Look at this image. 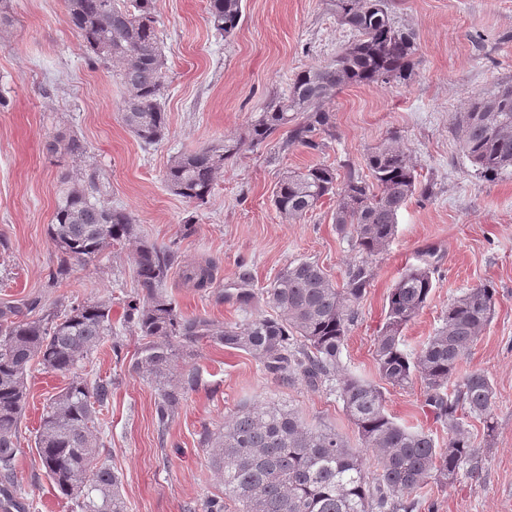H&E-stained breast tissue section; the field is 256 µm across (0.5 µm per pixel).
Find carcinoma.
<instances>
[{
	"mask_svg": "<svg viewBox=\"0 0 512 512\" xmlns=\"http://www.w3.org/2000/svg\"><path fill=\"white\" fill-rule=\"evenodd\" d=\"M71 26L93 58L112 67L125 88L121 119L145 146L166 130L165 62L155 28L156 0H65ZM336 15L355 39L329 64L300 71L288 92L271 99L244 138H229L170 160L165 182L175 195L198 206L208 203L224 161L246 144L257 147L284 130L281 148L293 144L322 152L336 138L335 115L325 101L351 84L389 85L410 79L417 51L414 34L395 26L390 0H336ZM242 0H209L208 21L224 39L236 34ZM458 129L465 157L490 181L512 177V83L488 96L474 97L460 114ZM47 149L73 158L86 153L71 136L48 142ZM369 178L351 164L337 173L326 165L287 170L272 202L295 221L335 196L336 228L359 253L342 285L315 261L294 260L261 292L240 276V288L224 299L249 309L262 301L275 312L243 324H219L205 316L185 317L165 292L177 250L139 242L134 257L141 293L124 301L123 324L139 336L132 371L157 388L155 419L163 430L198 385L190 372L171 385L179 356L201 340L244 351L277 380L298 379L310 387H334L376 467L371 475L360 452L336 432L304 423L293 409L244 406L224 428L207 433L201 447L218 475L224 495L207 500L203 512H224V499L238 512H418L420 494L430 484L454 483L461 472L478 474V451L468 419L483 423L484 447L495 432V391L481 370L460 365L490 323L496 290L483 283L462 291L448 304L440 325L420 350H407L403 331L426 306L435 269H405L387 296L385 319L374 344L379 376L394 387L415 379L425 385L423 404L448 433L434 436L396 421L385 410L381 387L343 373L345 341L358 318V306L375 276L373 260L395 235L397 217L410 198L425 196L408 154L394 140L372 148L365 158ZM48 235L58 254L50 279L70 276L105 248L135 236L133 219L99 198L92 173L60 197ZM189 280L198 289L213 280V264L196 266ZM40 302L0 309V476L8 479L18 451L19 429L32 367L69 373L66 387L51 396L35 436L42 466L71 512H127L121 480L105 458L108 449L96 428L97 414L112 392L107 380L78 373L105 337L112 335L111 307L74 300L60 309L36 313Z\"/></svg>",
	"mask_w": 512,
	"mask_h": 512,
	"instance_id": "obj_1",
	"label": "carcinoma"
}]
</instances>
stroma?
I'll return each mask as SVG.
<instances>
[{"label":"stroma","instance_id":"35a3bbf8","mask_svg":"<svg viewBox=\"0 0 512 512\" xmlns=\"http://www.w3.org/2000/svg\"><path fill=\"white\" fill-rule=\"evenodd\" d=\"M13 24L0 44V308L39 300L51 309L73 300L110 305L120 354L110 344L81 370L111 381L112 397L100 416V432L122 482L127 512H187L224 490L200 446L204 431H217L242 406H287L310 425L330 428L348 443L362 441L328 387L276 382L251 355L210 341L180 359L179 373L195 371L190 392L166 430L154 421V384L132 371L140 341L123 324L124 300L138 284L134 244L107 248L86 267L50 284L57 253L48 235L67 181L95 172L101 196L129 213L142 239L177 245L167 294L183 316L242 323L268 314L219 302L235 287L242 268L254 289L267 287L296 259L319 263L342 282L358 254L333 221L336 201L325 198L300 221H286L272 203L284 171L316 163L349 162L365 172L366 151L397 139L408 151L431 194L413 197L398 215L395 235L375 260L376 276L359 307L343 351L347 372L377 380L374 338L387 296L406 267L429 261L434 288L420 315L404 330L417 351L439 326L449 302L481 283L496 290L493 319L462 364L488 373L496 393V431L479 454L478 477L459 475L433 489L419 512H512V178L488 181L464 156L457 121L468 101L512 82V0H391L397 27L416 33V66L407 83L353 84L331 98L336 138L325 151L299 145L242 150L227 161L210 202L195 206L166 186L170 159L244 136L248 125L295 74L327 64L352 41L334 0H243L232 39L207 22V0H157L156 19L167 63L162 140L143 147L121 121L125 88L104 64L93 62L69 23L65 0H11ZM78 136L80 159L47 153L55 138ZM194 232L184 235L185 221ZM216 265L212 283L200 290L185 279L196 265ZM68 376L33 370L21 422L20 452L13 473L16 507L0 512H71L43 472L34 436L48 398ZM386 408L398 421L446 437L422 408L424 387L383 388Z\"/></svg>","mask_w":512,"mask_h":512}]
</instances>
